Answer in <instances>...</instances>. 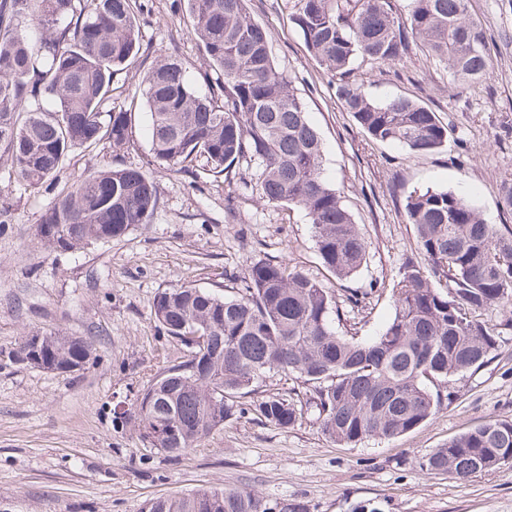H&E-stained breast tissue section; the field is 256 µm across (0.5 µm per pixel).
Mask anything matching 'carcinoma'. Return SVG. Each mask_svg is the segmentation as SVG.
Instances as JSON below:
<instances>
[{
	"mask_svg": "<svg viewBox=\"0 0 512 512\" xmlns=\"http://www.w3.org/2000/svg\"><path fill=\"white\" fill-rule=\"evenodd\" d=\"M247 0H187L191 33L217 73L197 89L177 58L159 59L142 78L151 120V155L167 170L202 158L215 173L257 166L261 199L309 216L322 265L354 279L368 242L327 179L322 141L303 101L275 65L270 32ZM310 54L336 77L343 109L372 140L418 153L448 144L436 113L409 98L372 99L350 79L358 59L400 62L413 48L448 65L464 85L486 82L490 57L468 0H298L293 15ZM142 52L133 0H0V152L31 187L54 175L68 153L107 138L126 144L128 109L104 110L116 72ZM155 179L107 165L78 181L43 212L40 246L67 251L109 243L150 222ZM422 262L403 263L394 315L370 339L336 332L335 290L286 261H257L232 297L181 286L156 294L151 314L184 347L136 399L132 414L150 448L177 458L246 410L279 428L310 411L323 435L354 447L404 435L455 397L456 377L493 359L512 316L491 325L479 312L512 304V231L487 223L468 198L448 189L411 191L404 201ZM31 344L26 365L72 372L93 352L81 336L54 334ZM282 374L306 388L267 389ZM250 398L249 408L241 399ZM512 460V421L491 420L425 454L421 469L467 481ZM142 512H307L265 501L245 488L212 487L160 497Z\"/></svg>",
	"mask_w": 512,
	"mask_h": 512,
	"instance_id": "1",
	"label": "carcinoma"
}]
</instances>
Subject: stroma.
<instances>
[{
	"label": "stroma",
	"instance_id": "stroma-1",
	"mask_svg": "<svg viewBox=\"0 0 512 512\" xmlns=\"http://www.w3.org/2000/svg\"><path fill=\"white\" fill-rule=\"evenodd\" d=\"M137 10L148 56L136 74L117 72L107 107L133 106L128 142L72 152L57 177L20 182L0 153V512H141L152 498L201 488H248L266 500H297L309 512H351L374 501L382 512H512V466L461 482L420 469L419 459L454 436L493 419L512 420V330L497 356L458 378L457 394L426 423L396 438L343 447L311 416L279 429L238 415L178 458L144 444L132 424L114 421L182 350L154 322L155 295L191 285L235 295L252 263L286 261L335 287L314 247L306 213L264 202L254 167L216 174L205 162L185 171L152 162L149 117L139 72L179 59L198 89L214 73L190 33L182 0H143ZM298 0H249L252 19L273 37L277 66L305 103L323 143L327 178L369 244L348 287L376 291L347 324L360 335L393 315L392 289L408 259H419L404 217L409 192L447 188L471 195L485 221L512 228L498 188L512 179V0H471L492 60L487 82L458 84L445 64L414 54L397 65L360 64L376 101H421L450 128L447 147L421 154L368 138L336 96V84L308 52L292 20ZM138 167L158 183L149 224L105 244L66 252L37 245L45 209L83 176L108 164ZM60 331L89 338L86 369L60 373L12 363L22 337Z\"/></svg>",
	"mask_w": 512,
	"mask_h": 512
}]
</instances>
